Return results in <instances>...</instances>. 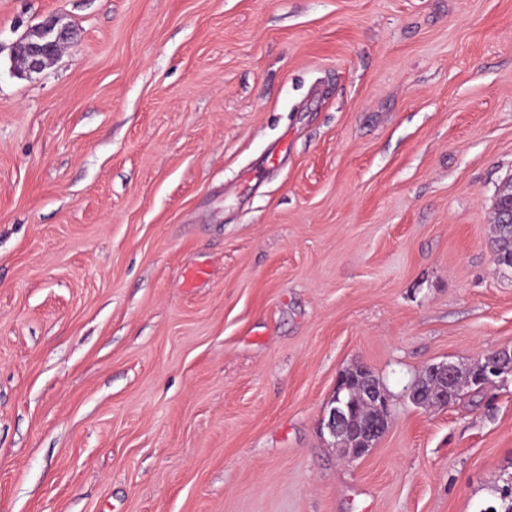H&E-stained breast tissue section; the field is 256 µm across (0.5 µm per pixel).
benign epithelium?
<instances>
[{
	"label": "benign epithelium",
	"instance_id": "1",
	"mask_svg": "<svg viewBox=\"0 0 512 512\" xmlns=\"http://www.w3.org/2000/svg\"><path fill=\"white\" fill-rule=\"evenodd\" d=\"M75 33L71 26L62 22L59 17H51L38 24L33 29L25 32L11 45V56L21 61L23 71L26 73H38L50 64L60 50L72 43ZM487 358L492 364L486 373L478 375L480 380H491L503 374L512 372L508 361L512 360V348L503 347L490 352ZM349 388L347 375L339 376L336 383V392L324 420L333 445L341 448L352 458H361L372 452L384 433V422L380 420L368 421L362 424V430L367 435L366 448H347L348 422L351 414L349 404L340 399L343 390Z\"/></svg>",
	"mask_w": 512,
	"mask_h": 512
}]
</instances>
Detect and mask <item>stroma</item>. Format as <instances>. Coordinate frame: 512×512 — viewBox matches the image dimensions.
<instances>
[{
	"instance_id": "1",
	"label": "stroma",
	"mask_w": 512,
	"mask_h": 512,
	"mask_svg": "<svg viewBox=\"0 0 512 512\" xmlns=\"http://www.w3.org/2000/svg\"><path fill=\"white\" fill-rule=\"evenodd\" d=\"M510 177L512 0H0V512H473L512 374L406 388L512 348ZM356 365L390 416L352 459ZM74 39L71 26L54 16L17 38L11 45V56L21 61L23 72L38 73ZM495 227V254L502 259L501 264L512 269V196L511 204L498 212ZM347 372L352 378L351 385L349 386L347 375L342 373L337 380L336 392L328 408L327 419H324V426L326 427L333 440V445L336 448H341L351 458H361L371 453L382 437L384 433V423L389 413V403L387 397L380 391L372 390L366 395H363L366 400L370 401L377 407L382 415L383 413H385V415H383L382 421H368L362 424L361 428L369 438L366 441V444L369 445L367 446L368 448H358L361 446V434L359 433L351 434L355 448H345L350 414L352 413V421L350 424L352 426H356L357 424H360L365 417H369L373 413L374 408L362 401H355L351 412L349 403H344L340 399L341 392L344 390L343 394L347 396L357 394V389L363 386H377L384 391L379 379L375 377L370 369L365 368V370L357 371L356 366H354L348 369ZM349 387L351 388L350 391L345 390Z\"/></svg>"
}]
</instances>
